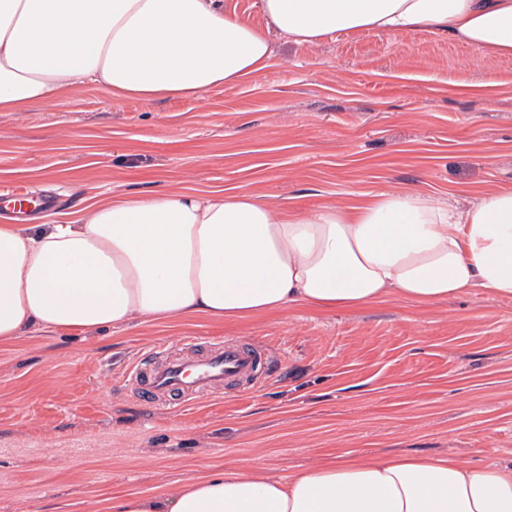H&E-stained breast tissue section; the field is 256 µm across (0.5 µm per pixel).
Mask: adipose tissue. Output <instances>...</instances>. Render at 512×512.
I'll use <instances>...</instances> for the list:
<instances>
[{"label":"adipose tissue","mask_w":512,"mask_h":512,"mask_svg":"<svg viewBox=\"0 0 512 512\" xmlns=\"http://www.w3.org/2000/svg\"><path fill=\"white\" fill-rule=\"evenodd\" d=\"M0 0V112L66 103L87 84L127 99L193 100L260 74L271 38L427 29L512 57V0ZM482 291L512 301V189L458 208L389 189L355 206L273 207L252 190L96 199L44 224L0 221V343L92 336L144 321L236 322L397 297L421 309ZM108 512H512V457L341 455L285 477L216 471Z\"/></svg>","instance_id":"obj_1"}]
</instances>
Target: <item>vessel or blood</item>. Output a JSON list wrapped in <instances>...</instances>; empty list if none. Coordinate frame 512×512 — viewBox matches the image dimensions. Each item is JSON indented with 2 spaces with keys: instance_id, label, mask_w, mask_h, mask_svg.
<instances>
[{
  "instance_id": "1",
  "label": "vessel or blood",
  "mask_w": 512,
  "mask_h": 512,
  "mask_svg": "<svg viewBox=\"0 0 512 512\" xmlns=\"http://www.w3.org/2000/svg\"><path fill=\"white\" fill-rule=\"evenodd\" d=\"M179 351L140 350L121 379L145 407L181 410L229 390L249 393L272 375L275 358L263 346L239 339L184 336Z\"/></svg>"
}]
</instances>
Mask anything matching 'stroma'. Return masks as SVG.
Returning a JSON list of instances; mask_svg holds the SVG:
<instances>
[{"label":"stroma","instance_id":"35a3bbf8","mask_svg":"<svg viewBox=\"0 0 512 512\" xmlns=\"http://www.w3.org/2000/svg\"><path fill=\"white\" fill-rule=\"evenodd\" d=\"M48 194L41 222L116 194L245 186L275 207L421 190L463 205L512 187V58L427 30L274 41L267 70L195 100L87 85L63 105L0 112V189ZM247 338L280 361L247 396L174 414L121 390L138 350ZM512 454V303L477 293L418 310H290L237 323L146 321L88 339L0 344V512H98L211 469L275 477L349 454Z\"/></svg>","mask_w":512,"mask_h":512}]
</instances>
